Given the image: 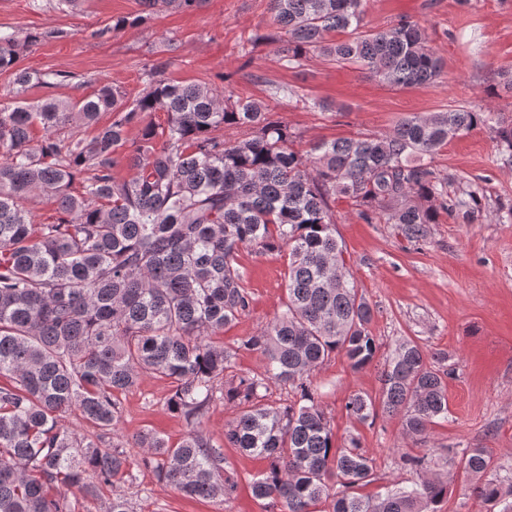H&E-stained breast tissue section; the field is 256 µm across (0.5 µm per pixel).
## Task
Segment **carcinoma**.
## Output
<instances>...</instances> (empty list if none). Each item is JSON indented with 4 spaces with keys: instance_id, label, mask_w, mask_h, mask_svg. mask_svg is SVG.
I'll return each instance as SVG.
<instances>
[{
    "instance_id": "cac0c4a2",
    "label": "carcinoma",
    "mask_w": 512,
    "mask_h": 512,
    "mask_svg": "<svg viewBox=\"0 0 512 512\" xmlns=\"http://www.w3.org/2000/svg\"><path fill=\"white\" fill-rule=\"evenodd\" d=\"M196 0H143L150 13L192 7ZM364 0H269L279 61L303 66L319 53L355 64L396 88L435 85L444 62L426 30L400 19L381 29L364 23ZM349 37L333 42L331 32ZM41 35L0 34V70L14 68ZM147 72L148 88L128 104L103 84L78 101L53 98L0 104V512H76L109 488L105 512H136L123 487L133 466L202 500H230L237 489L226 448L268 462L251 482L272 512H441L448 481L427 455L404 452L418 475L376 496L355 492L371 482L372 458L351 439L338 448L313 375L333 354L354 369L370 365L379 343L373 309L359 292L336 237L334 204L344 199L367 224H393L410 242L428 238L441 215L481 209L484 191L448 194L432 165L448 141L490 121L466 107L412 114L378 135L318 140L269 117L263 100H233L213 84H182ZM61 72L24 71L16 84L53 87ZM268 97L303 100L286 84ZM166 122L148 121L152 112ZM109 122L89 140L65 133ZM40 124L41 139L31 128ZM138 138L129 140L131 127ZM233 127L236 138L220 131ZM500 149L512 157V121L496 122ZM132 171L120 177L117 170ZM43 195L55 206L33 224L26 203ZM288 252V301L241 348L261 354L266 375L227 378L234 353L211 336L250 309L239 252ZM146 374L172 386L168 410L189 427L170 445L138 436L135 461L118 436L117 394ZM427 363L412 339L395 343L381 371L379 400L351 395L346 412L368 420L382 412L403 434L426 437L448 418V378ZM282 382L296 401L280 407L261 390ZM237 409L224 443L207 435L210 404ZM78 409L101 433L88 437L61 423ZM448 469L472 474L471 495L486 504L512 497V477L494 468L484 448L448 452Z\"/></svg>"
}]
</instances>
